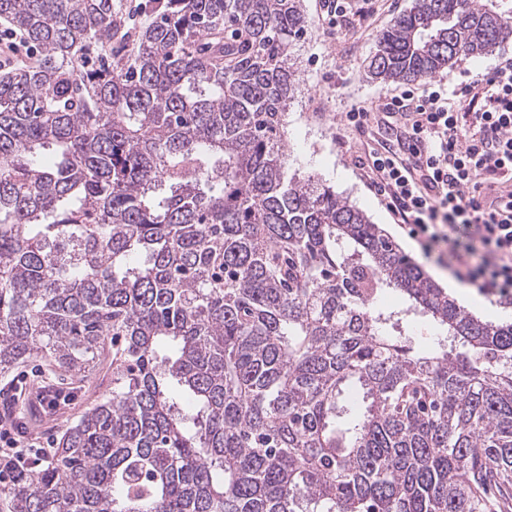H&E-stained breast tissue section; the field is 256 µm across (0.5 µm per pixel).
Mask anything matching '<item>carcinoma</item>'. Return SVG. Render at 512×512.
Returning a JSON list of instances; mask_svg holds the SVG:
<instances>
[{"instance_id": "cac0c4a2", "label": "carcinoma", "mask_w": 512, "mask_h": 512, "mask_svg": "<svg viewBox=\"0 0 512 512\" xmlns=\"http://www.w3.org/2000/svg\"><path fill=\"white\" fill-rule=\"evenodd\" d=\"M159 2L116 55L112 0H0L38 50L0 75V376L82 378L112 345V394L0 469V512H485L512 486V323L287 178L301 0ZM511 38V10L416 0L368 74Z\"/></svg>"}]
</instances>
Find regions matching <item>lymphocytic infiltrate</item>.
Instances as JSON below:
<instances>
[{"label": "lymphocytic infiltrate", "instance_id": "f902f5d3", "mask_svg": "<svg viewBox=\"0 0 512 512\" xmlns=\"http://www.w3.org/2000/svg\"><path fill=\"white\" fill-rule=\"evenodd\" d=\"M401 151L350 156L424 255L495 302L512 305V57L483 74L431 79L385 97ZM0 447L20 468L41 452L20 447L19 400L0 399Z\"/></svg>", "mask_w": 512, "mask_h": 512}]
</instances>
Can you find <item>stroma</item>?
<instances>
[{
  "instance_id": "stroma-1",
  "label": "stroma",
  "mask_w": 512,
  "mask_h": 512,
  "mask_svg": "<svg viewBox=\"0 0 512 512\" xmlns=\"http://www.w3.org/2000/svg\"><path fill=\"white\" fill-rule=\"evenodd\" d=\"M414 3L415 0H379L373 17L355 15L332 27L321 17L320 0H302L306 23L304 34L293 49L295 93L288 103L283 136L287 172L321 177L338 195L363 210L427 274L435 275L437 284L449 288L451 296L472 315L492 322L504 314L512 318V306L504 307L471 287L454 288L452 275L425 258L417 242L395 223L369 189L347 154L346 143L352 134L343 125L345 113L354 108L375 111L395 87L394 82L367 76L378 38ZM16 375L29 381L42 378L52 386L62 387L66 395L58 409H42L35 417L24 410L19 413L27 441L47 447L92 405L111 394L112 356L104 354L92 372L71 385L62 384L59 374L44 364L23 366Z\"/></svg>"
}]
</instances>
